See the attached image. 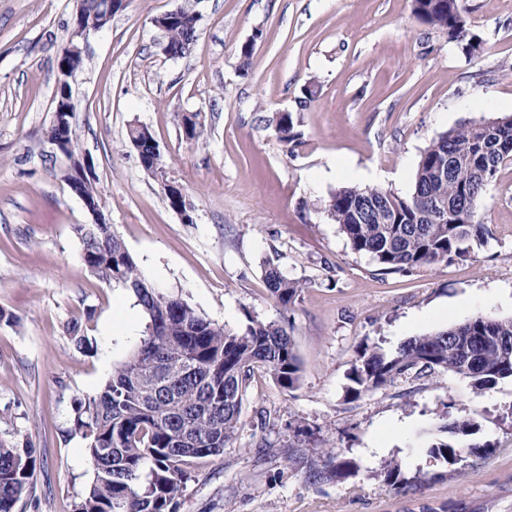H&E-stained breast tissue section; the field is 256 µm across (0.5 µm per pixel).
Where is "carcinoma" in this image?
I'll return each mask as SVG.
<instances>
[{
	"label": "carcinoma",
	"mask_w": 512,
	"mask_h": 512,
	"mask_svg": "<svg viewBox=\"0 0 512 512\" xmlns=\"http://www.w3.org/2000/svg\"><path fill=\"white\" fill-rule=\"evenodd\" d=\"M104 0H80L85 26L108 24ZM414 14L473 55L481 41L467 28L460 0H412ZM201 15L190 0L174 17L154 19L172 57L182 58L199 36ZM65 45L57 67L77 72L83 53ZM286 144L301 136L293 113L277 118ZM132 145L143 146L148 164L156 139L148 127H132ZM512 161V114L464 123L442 133L421 153L410 195L380 187L343 186L326 202L352 250L368 256L382 272L407 271L467 257L485 243L488 229L474 221L483 192L500 167ZM81 258L99 280L130 293L146 316L135 349L112 370L94 394L78 400L73 431L85 441L93 480L77 512H175L174 499L187 479L185 466L217 457L234 440L241 406L256 367H264L284 390L297 386L300 363L292 325L247 317L232 329L198 313L184 299L166 294L140 271L110 224H78ZM264 279L283 308L294 304L303 284L267 264ZM451 371L476 390L512 377V318L475 316L460 324L403 341L395 350L365 344L350 380L353 397L370 394L413 370ZM478 444L440 441L431 457L455 463L461 454L482 455ZM36 468L29 439L0 438V512H13L27 494ZM354 464L326 453L319 475L344 479ZM385 481L406 493L427 482L402 475L401 464L383 466Z\"/></svg>",
	"instance_id": "obj_1"
}]
</instances>
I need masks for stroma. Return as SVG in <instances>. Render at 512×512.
I'll list each match as a JSON object with an SVG mask.
<instances>
[{"label":"stroma","mask_w":512,"mask_h":512,"mask_svg":"<svg viewBox=\"0 0 512 512\" xmlns=\"http://www.w3.org/2000/svg\"><path fill=\"white\" fill-rule=\"evenodd\" d=\"M182 0H128L89 36L72 84L78 156L89 158L107 222L146 279L231 328L247 316L291 323L301 364L283 390L256 369L236 440L195 464L177 512H512V378L474 390L452 373L415 374L355 399L363 344L395 348L477 315L512 318V162L483 193L475 221L491 234L465 258L383 273L355 253L324 205L356 185L410 194L420 154L465 122L512 113V0H461L482 42L466 55L419 20L412 0H199L191 53L162 52L155 17ZM76 0H0V437L27 436L34 487L14 512H75L92 481L71 433L77 400L133 350L145 316L125 290L81 259L76 225L93 216L62 178L46 139L56 59ZM252 43L248 71L239 51ZM317 93L297 107L307 82ZM290 111L301 138L280 141ZM195 112V141L181 117ZM147 126L195 206L182 223L128 140ZM304 288L290 307L268 293L266 262ZM89 341L77 349L67 328ZM483 458L429 454L456 420ZM355 469L321 477L326 452ZM433 479L401 494L385 462Z\"/></svg>","instance_id":"35a3bbf8"}]
</instances>
